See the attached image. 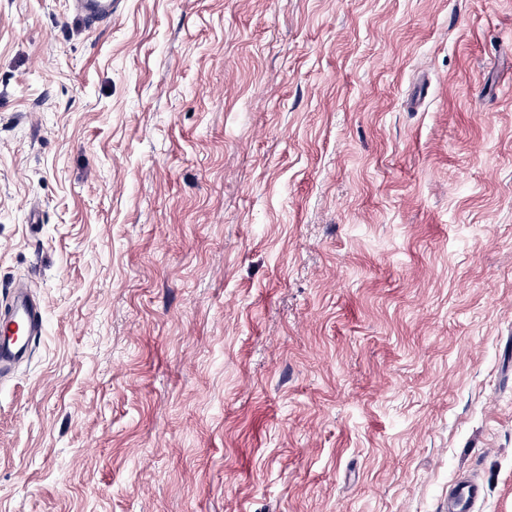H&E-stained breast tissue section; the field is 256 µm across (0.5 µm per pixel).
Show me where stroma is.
Instances as JSON below:
<instances>
[{
	"instance_id": "1",
	"label": "stroma",
	"mask_w": 512,
	"mask_h": 512,
	"mask_svg": "<svg viewBox=\"0 0 512 512\" xmlns=\"http://www.w3.org/2000/svg\"><path fill=\"white\" fill-rule=\"evenodd\" d=\"M0 512H512V0H0ZM112 0H75L73 8L95 24L112 17ZM43 313L23 292H16L10 309L0 319V368L19 362L42 334ZM482 489L470 479L459 480L448 492V512H474Z\"/></svg>"
}]
</instances>
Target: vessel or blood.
<instances>
[{
	"instance_id": "vessel-or-blood-1",
	"label": "vessel or blood",
	"mask_w": 512,
	"mask_h": 512,
	"mask_svg": "<svg viewBox=\"0 0 512 512\" xmlns=\"http://www.w3.org/2000/svg\"><path fill=\"white\" fill-rule=\"evenodd\" d=\"M73 7L94 24L112 16V0H74ZM42 330L41 308L25 293H15L9 310L0 316V368L19 362ZM481 496L476 482L459 480L448 493V512H474Z\"/></svg>"
}]
</instances>
